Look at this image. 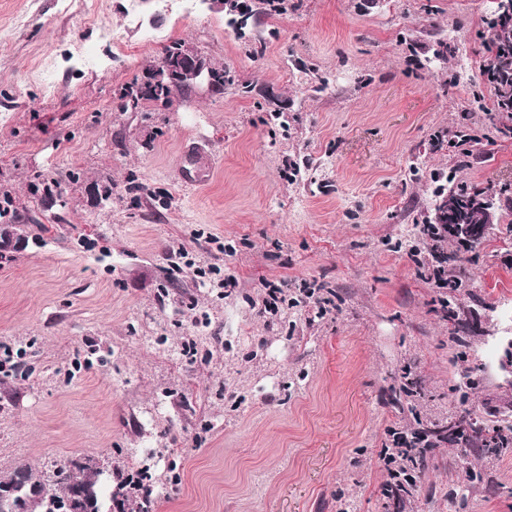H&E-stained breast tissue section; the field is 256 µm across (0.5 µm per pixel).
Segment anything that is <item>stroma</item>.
I'll list each match as a JSON object with an SVG mask.
<instances>
[{"mask_svg":"<svg viewBox=\"0 0 512 512\" xmlns=\"http://www.w3.org/2000/svg\"><path fill=\"white\" fill-rule=\"evenodd\" d=\"M498 2L288 0L236 31L205 0H0V192L26 234L0 254V347L30 367L0 376V477L88 457L148 473L153 512H512V452L443 443L411 494H382L415 418L512 419V119L482 76ZM176 40L231 81L122 111ZM449 171L500 199L480 246L443 244L466 266L456 322L413 250ZM42 179L65 207L35 202ZM407 378L412 414L388 399Z\"/></svg>","mask_w":512,"mask_h":512,"instance_id":"obj_1","label":"stroma"}]
</instances>
